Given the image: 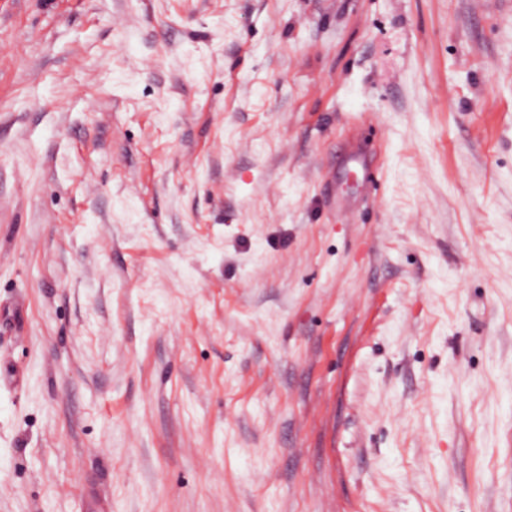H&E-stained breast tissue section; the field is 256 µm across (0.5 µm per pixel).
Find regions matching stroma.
<instances>
[{"label": "stroma", "instance_id": "1", "mask_svg": "<svg viewBox=\"0 0 512 512\" xmlns=\"http://www.w3.org/2000/svg\"><path fill=\"white\" fill-rule=\"evenodd\" d=\"M0 512H512V0H0Z\"/></svg>", "mask_w": 512, "mask_h": 512}]
</instances>
